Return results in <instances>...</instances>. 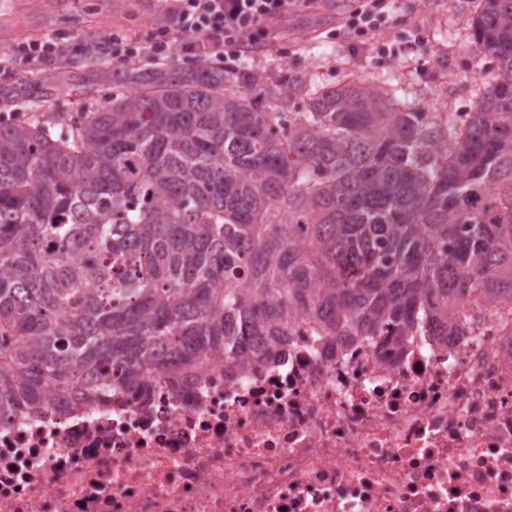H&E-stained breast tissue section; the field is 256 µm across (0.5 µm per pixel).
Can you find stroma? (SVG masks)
I'll return each instance as SVG.
<instances>
[{
	"label": "stroma",
	"mask_w": 512,
	"mask_h": 512,
	"mask_svg": "<svg viewBox=\"0 0 512 512\" xmlns=\"http://www.w3.org/2000/svg\"><path fill=\"white\" fill-rule=\"evenodd\" d=\"M352 0H294L274 44L245 48L238 67L268 79L283 72L323 86L350 75L400 89L405 107L446 114L475 107L491 69L472 39L473 0H392L391 19L378 32L357 34L343 25ZM167 0H0V94L17 82L47 79L56 93L45 103L70 117L109 96L117 65L107 52L72 49L82 40L104 43L124 34L132 56L128 68L147 67L158 26L169 24ZM57 40L70 49L56 64L30 58V45Z\"/></svg>",
	"instance_id": "obj_1"
}]
</instances>
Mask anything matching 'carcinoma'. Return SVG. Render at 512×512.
Segmentation results:
<instances>
[{
  "label": "carcinoma",
  "mask_w": 512,
  "mask_h": 512,
  "mask_svg": "<svg viewBox=\"0 0 512 512\" xmlns=\"http://www.w3.org/2000/svg\"><path fill=\"white\" fill-rule=\"evenodd\" d=\"M479 6L497 75L459 122L205 59L72 123L0 122V412L265 364L300 313L401 342L512 303V0Z\"/></svg>",
  "instance_id": "cac0c4a2"
}]
</instances>
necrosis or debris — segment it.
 I'll list each match as a JSON object with an SVG mask.
<instances>
[{"label":"necrosis or debris","mask_w":512,"mask_h":512,"mask_svg":"<svg viewBox=\"0 0 512 512\" xmlns=\"http://www.w3.org/2000/svg\"><path fill=\"white\" fill-rule=\"evenodd\" d=\"M287 334L147 401L6 409L0 512H512V307L446 344Z\"/></svg>","instance_id":"1"}]
</instances>
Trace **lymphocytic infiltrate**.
<instances>
[{
  "mask_svg": "<svg viewBox=\"0 0 512 512\" xmlns=\"http://www.w3.org/2000/svg\"><path fill=\"white\" fill-rule=\"evenodd\" d=\"M292 0H175L174 23L161 27L150 45L154 57L176 52L199 58L225 55L235 60L240 47L271 39L275 22L287 17Z\"/></svg>",
  "mask_w": 512,
  "mask_h": 512,
  "instance_id": "lymphocytic-infiltrate-1",
  "label": "lymphocytic infiltrate"
}]
</instances>
